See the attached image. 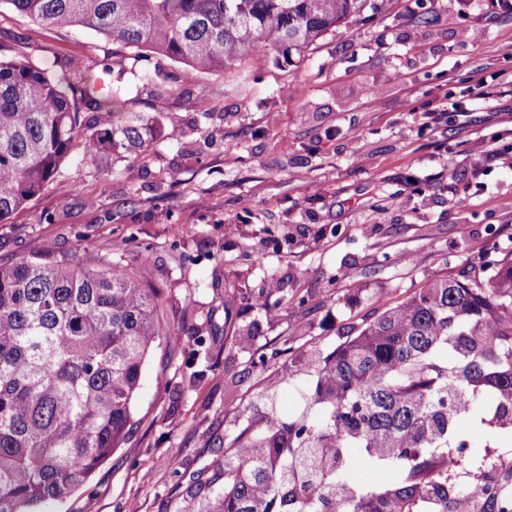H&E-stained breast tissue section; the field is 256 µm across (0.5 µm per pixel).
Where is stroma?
<instances>
[{
	"instance_id": "1",
	"label": "stroma",
	"mask_w": 512,
	"mask_h": 512,
	"mask_svg": "<svg viewBox=\"0 0 512 512\" xmlns=\"http://www.w3.org/2000/svg\"><path fill=\"white\" fill-rule=\"evenodd\" d=\"M0 53L47 69L69 57L102 82L103 61L129 50L1 8ZM142 65L165 92L123 86L126 108L158 116L164 137L132 160L75 150L0 224L4 261L116 243L126 263L147 260L174 330L148 361L120 448L53 512H194L192 477L220 460L240 415L284 420L300 406L288 390L261 398L253 358L273 369L290 347L330 351L375 317L376 300L512 254V165L469 154L484 137L512 143V11L499 0H386L297 67L268 57L199 73L158 54ZM477 71L497 73L491 98L448 117L454 81ZM476 178L484 192L459 207ZM421 193L427 206L401 207ZM263 292L273 314L253 306Z\"/></svg>"
}]
</instances>
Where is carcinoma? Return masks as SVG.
I'll return each mask as SVG.
<instances>
[{"instance_id":"1","label":"carcinoma","mask_w":512,"mask_h":512,"mask_svg":"<svg viewBox=\"0 0 512 512\" xmlns=\"http://www.w3.org/2000/svg\"><path fill=\"white\" fill-rule=\"evenodd\" d=\"M376 0H0L48 28L80 27L135 50L104 72L151 84L139 52L200 72L274 54L293 66ZM51 73L0 56V224L37 198L81 146L131 157L156 123L127 112L64 58ZM99 120L86 125L80 105ZM159 289L146 265L53 248L0 262V512H51L133 427L131 406L158 341ZM362 322L327 353L288 351L265 398L293 388L288 421L259 412L224 435V464L197 484L196 512H512L508 487L471 501L448 471L476 470L477 448H512V259L435 279ZM470 429H457L459 417ZM386 470L384 489L350 481L355 454Z\"/></svg>"}]
</instances>
